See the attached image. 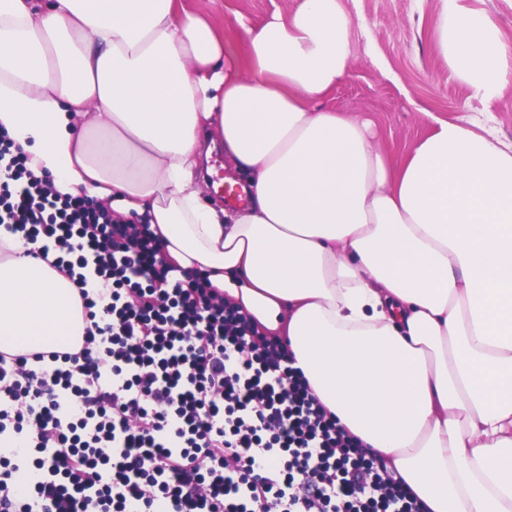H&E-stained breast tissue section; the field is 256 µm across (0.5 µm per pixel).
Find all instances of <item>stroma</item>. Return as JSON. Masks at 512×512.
<instances>
[{"label":"stroma","instance_id":"35a3bbf8","mask_svg":"<svg viewBox=\"0 0 512 512\" xmlns=\"http://www.w3.org/2000/svg\"><path fill=\"white\" fill-rule=\"evenodd\" d=\"M301 0H182L223 28L234 14L258 25L293 13ZM353 18L354 54L346 79L325 107L370 120L381 148L400 157L428 136L432 117L493 126L512 141V87L489 102L474 97L437 47L441 0H341Z\"/></svg>","mask_w":512,"mask_h":512}]
</instances>
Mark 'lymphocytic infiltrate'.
Masks as SVG:
<instances>
[{
  "label": "lymphocytic infiltrate",
  "instance_id": "obj_1",
  "mask_svg": "<svg viewBox=\"0 0 512 512\" xmlns=\"http://www.w3.org/2000/svg\"><path fill=\"white\" fill-rule=\"evenodd\" d=\"M0 225L43 256L54 241L88 321L78 352L0 353V434L25 448L0 453V512H425L286 343L167 263L149 225L54 193L1 134Z\"/></svg>",
  "mask_w": 512,
  "mask_h": 512
}]
</instances>
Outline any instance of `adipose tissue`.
I'll return each mask as SVG.
<instances>
[{
  "mask_svg": "<svg viewBox=\"0 0 512 512\" xmlns=\"http://www.w3.org/2000/svg\"><path fill=\"white\" fill-rule=\"evenodd\" d=\"M178 0H0V131L62 196L149 225L288 339L312 393L427 512H512V143L448 120L401 158L324 107L352 20L302 0L235 37ZM245 45L237 56L233 40ZM438 45L489 101L512 86L494 19L445 0ZM213 131L249 184L199 179ZM0 227V351L79 350L78 291Z\"/></svg>",
  "mask_w": 512,
  "mask_h": 512,
  "instance_id": "adipose-tissue-1",
  "label": "adipose tissue"
}]
</instances>
